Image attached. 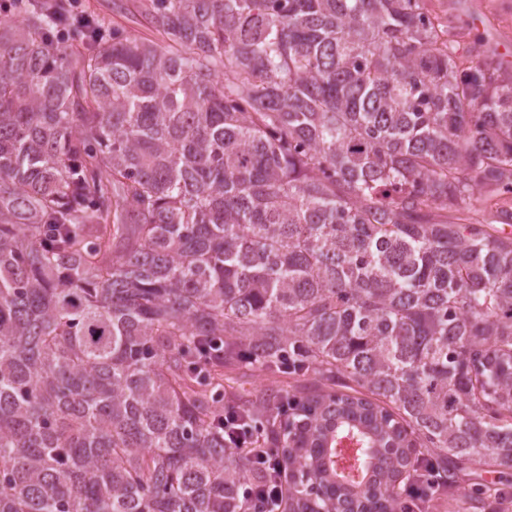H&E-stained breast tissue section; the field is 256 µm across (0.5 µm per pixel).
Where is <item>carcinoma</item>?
<instances>
[{"instance_id": "cac0c4a2", "label": "carcinoma", "mask_w": 512, "mask_h": 512, "mask_svg": "<svg viewBox=\"0 0 512 512\" xmlns=\"http://www.w3.org/2000/svg\"><path fill=\"white\" fill-rule=\"evenodd\" d=\"M5 2L0 512H247L267 448L282 512L512 471V237L457 215L512 195L501 61L427 0H145L163 46ZM242 364L297 382L287 419L224 406Z\"/></svg>"}]
</instances>
